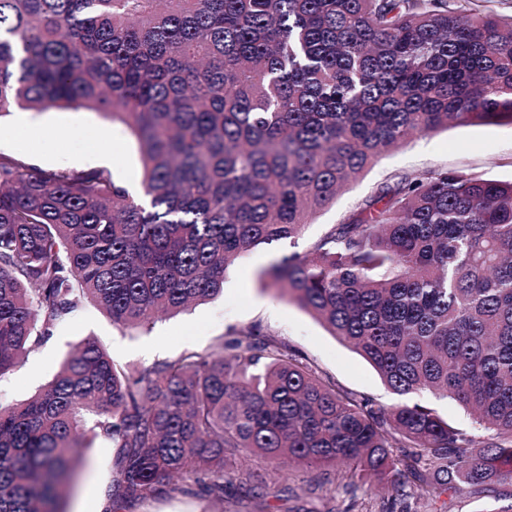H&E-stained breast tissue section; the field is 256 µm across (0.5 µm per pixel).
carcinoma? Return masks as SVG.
I'll list each match as a JSON object with an SVG mask.
<instances>
[{"mask_svg":"<svg viewBox=\"0 0 512 512\" xmlns=\"http://www.w3.org/2000/svg\"><path fill=\"white\" fill-rule=\"evenodd\" d=\"M15 107L125 124L143 198L104 168L0 152V375L85 300L147 332L222 294L414 137L512 125V18L448 0H0V116ZM257 277L394 393L452 398L475 427L359 399L258 325L136 375L88 338L0 409V512H59L98 437L114 448L105 512L176 491L259 508L284 458L320 487L376 478L381 512L512 485V181L401 175ZM236 454L267 468L231 470Z\"/></svg>","mask_w":512,"mask_h":512,"instance_id":"1","label":"carcinoma"}]
</instances>
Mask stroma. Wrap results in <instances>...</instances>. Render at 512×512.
Instances as JSON below:
<instances>
[{
  "label": "stroma",
  "mask_w": 512,
  "mask_h": 512,
  "mask_svg": "<svg viewBox=\"0 0 512 512\" xmlns=\"http://www.w3.org/2000/svg\"><path fill=\"white\" fill-rule=\"evenodd\" d=\"M0 152L32 159L45 169L104 168L130 188L140 186L142 180V165L129 130L91 109H14L0 118ZM427 169L512 180V126H451L390 151L338 195L334 205L321 212L299 238L250 253L229 272L222 295L188 312L157 319L149 332L115 325L94 302L84 301L74 318L58 326L23 362L0 375V407L29 398L51 379L71 348L89 337L99 339L115 362L136 372L156 360L208 348L230 330L254 323L288 342L303 362L354 395L388 407L401 403V396L385 385L377 371L326 326L288 298L262 290L257 272L262 264L304 252L381 183ZM83 456L75 486L63 492L64 512H80L87 499L95 504L104 501L112 481L111 441L93 440ZM503 491L500 485L466 487L445 496V508L447 512H492ZM314 493L335 494L337 512H380L379 488L373 481L351 493L332 492L325 486L315 488Z\"/></svg>",
  "instance_id": "stroma-1"
}]
</instances>
